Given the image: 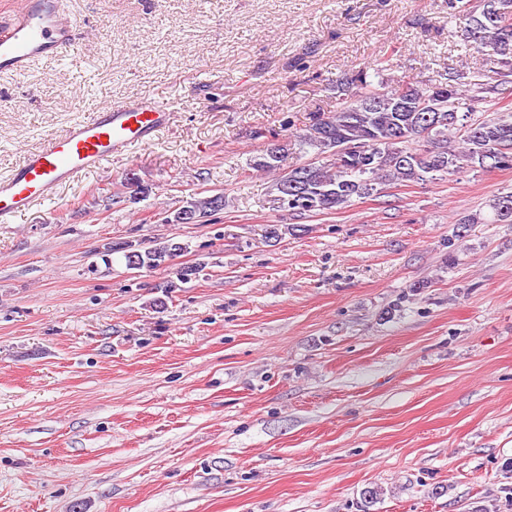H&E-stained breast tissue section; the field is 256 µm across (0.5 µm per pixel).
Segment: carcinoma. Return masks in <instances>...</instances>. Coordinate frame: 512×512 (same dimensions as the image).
Wrapping results in <instances>:
<instances>
[{"label": "carcinoma", "instance_id": "1", "mask_svg": "<svg viewBox=\"0 0 512 512\" xmlns=\"http://www.w3.org/2000/svg\"><path fill=\"white\" fill-rule=\"evenodd\" d=\"M448 21L464 45L481 55L483 65L498 71L495 82L480 80L467 68L448 70L438 80L403 72L384 78L391 58L348 70L336 82V110L313 115L298 136L302 151H314L304 163L288 165L290 144L274 130H260L268 140L253 160L257 171H283L271 185L275 201L295 214H334L355 201L378 194L379 187L418 182L430 173L463 167L483 172L512 168V111L477 118L478 104L512 96V0H448ZM512 192L493 204L495 222L512 224ZM224 194L193 197L167 222L183 223L190 211L196 223L224 209ZM189 245L164 240L141 251L131 244L113 246L132 270L164 269L159 284L164 296L199 274L198 266L177 267L173 260Z\"/></svg>", "mask_w": 512, "mask_h": 512}]
</instances>
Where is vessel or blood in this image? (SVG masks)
<instances>
[{
	"mask_svg": "<svg viewBox=\"0 0 512 512\" xmlns=\"http://www.w3.org/2000/svg\"><path fill=\"white\" fill-rule=\"evenodd\" d=\"M77 24L63 0H20L13 23L0 32V70L20 76L34 60L65 56ZM171 116L152 98L106 102L64 133L47 135L0 178V220L54 198L64 182L152 141Z\"/></svg>",
	"mask_w": 512,
	"mask_h": 512,
	"instance_id": "b4317fda",
	"label": "vessel or blood"
}]
</instances>
